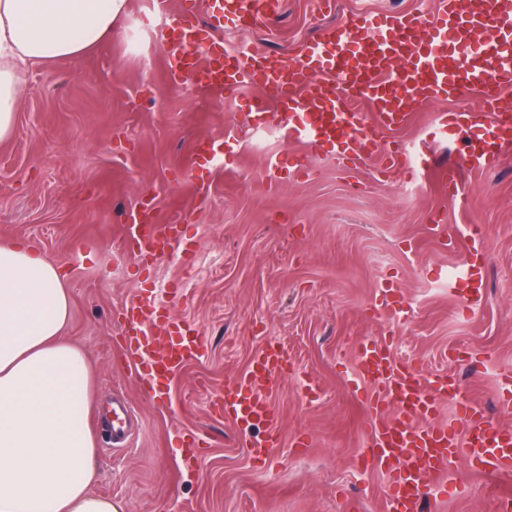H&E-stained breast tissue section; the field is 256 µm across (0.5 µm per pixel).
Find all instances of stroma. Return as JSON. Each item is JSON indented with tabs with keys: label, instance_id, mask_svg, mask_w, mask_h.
<instances>
[{
	"label": "stroma",
	"instance_id": "stroma-1",
	"mask_svg": "<svg viewBox=\"0 0 512 512\" xmlns=\"http://www.w3.org/2000/svg\"><path fill=\"white\" fill-rule=\"evenodd\" d=\"M436 0H336L331 15L315 0H285L265 28L226 34L238 53L280 52L340 23L352 10L429 11ZM160 23L148 0H128L112 39L77 60L29 70L19 89L11 137L0 142V242L31 245L61 265L73 308L68 337L95 373V396L131 406L132 435L113 446L106 421H93L96 493L126 512H382L383 470L356 458L368 440L369 414L357 391L356 344L387 338L395 360L425 375H457L487 417L512 426L495 392L512 374V151L483 172L462 166V145L431 140L438 113L473 110L475 90L413 112L387 140L426 142L418 183L400 170L377 175L373 164L345 167L305 145L308 172L277 183L268 164L284 148L277 132L243 121L242 102L207 89L169 83ZM236 140L232 164L216 159L184 179L181 168L201 140ZM460 182L461 204L448 201V177ZM152 199L161 222L183 227L181 247L137 269L122 250L125 216ZM449 230L479 227L486 256L483 304L461 305L453 278L464 245L444 248L429 231L435 218ZM402 289L405 318L371 310L387 282ZM156 288L171 314L195 328L204 355L169 382L166 402L152 400L131 378L117 341L122 311L142 288ZM177 288L169 297V288ZM284 346L294 365L270 395L280 415L279 445L253 464L234 427L211 404L228 379L242 375L267 342ZM457 350L458 359L445 358ZM319 390L306 396L302 384ZM208 444L187 466L179 432ZM306 434L310 447L296 448ZM452 476L465 497L442 512H496L512 499V475Z\"/></svg>",
	"mask_w": 512,
	"mask_h": 512
}]
</instances>
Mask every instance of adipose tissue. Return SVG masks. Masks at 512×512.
<instances>
[{
    "label": "adipose tissue",
    "instance_id": "ef3b65f1",
    "mask_svg": "<svg viewBox=\"0 0 512 512\" xmlns=\"http://www.w3.org/2000/svg\"><path fill=\"white\" fill-rule=\"evenodd\" d=\"M126 0H0V142L33 66L110 41ZM71 298L59 264L0 244V512H125L95 495L89 428L93 367L68 341Z\"/></svg>",
    "mask_w": 512,
    "mask_h": 512
}]
</instances>
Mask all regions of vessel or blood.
Listing matches in <instances>:
<instances>
[{"mask_svg": "<svg viewBox=\"0 0 512 512\" xmlns=\"http://www.w3.org/2000/svg\"><path fill=\"white\" fill-rule=\"evenodd\" d=\"M283 0H214L200 15L197 0H182L174 16L176 37L165 39L171 84H216L225 97L248 86L268 98L244 104L255 129L277 130L286 148L270 164V180L306 171L296 143L342 165L375 161L376 173L402 166L408 180L418 176L407 163L408 148L387 142L382 130L401 127L428 103L443 102L461 90L480 89L474 112H442L438 125L467 139L465 162L475 171L493 167L512 149V0H440L431 15L362 11L349 14L289 54L229 53L219 32L256 28L278 16ZM278 112H270L269 101ZM469 255L460 278L470 293L468 306L481 303L486 259L476 226L463 225ZM180 244L179 227L159 223L152 205L130 213L123 247L137 256L165 255ZM377 312L406 314L405 297L388 283L375 297ZM121 339L132 376L154 395L168 393L170 377L198 360L203 344L185 322L162 312L145 290L124 308ZM360 394L370 412V440L360 466H381L386 474L383 512H422V488L435 482L441 498L462 495L465 487L450 474L464 459L477 472H512V426L492 423L450 373L422 376L416 365L396 362L386 339L367 338L356 346ZM289 365L285 349L263 346L249 369L225 382L213 404L241 432L250 460L265 463L280 442L279 414L268 393ZM451 402L454 419L439 418Z\"/></svg>", "mask_w": 512, "mask_h": 512, "instance_id": "1", "label": "vessel or blood"}]
</instances>
